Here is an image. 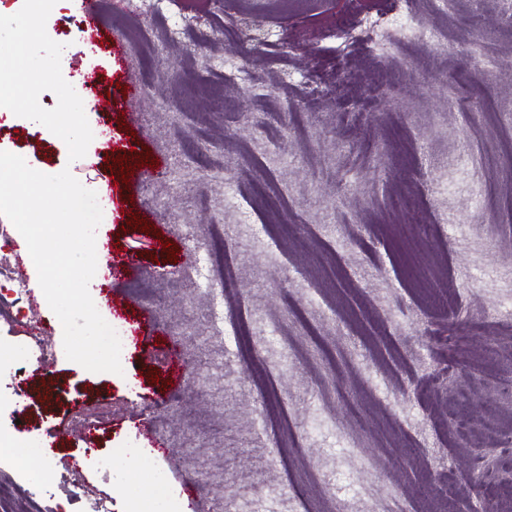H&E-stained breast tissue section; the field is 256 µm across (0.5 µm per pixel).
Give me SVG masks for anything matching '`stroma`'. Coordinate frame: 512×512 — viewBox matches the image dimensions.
I'll use <instances>...</instances> for the list:
<instances>
[{
	"label": "stroma",
	"instance_id": "1",
	"mask_svg": "<svg viewBox=\"0 0 512 512\" xmlns=\"http://www.w3.org/2000/svg\"><path fill=\"white\" fill-rule=\"evenodd\" d=\"M97 2L103 38L130 48L114 76L121 107L87 112L94 138L76 161L60 138L7 114L0 149L112 187L99 231L139 265L98 290L129 295L131 318L156 333L125 346L119 375L69 361L0 215L14 241L0 293L26 273L20 308L0 313V346L14 352L0 365V423L15 425L27 385L31 419L59 429L54 480L0 458V512H130L151 473L192 512H226L236 496L243 512H328L337 498L349 512H421L427 471L452 512H474L486 490L467 471L485 450L461 447L456 422L500 398L502 376L474 355L512 338V123L497 110L512 98V27L501 0H455L447 14L412 0L419 25L444 40L379 32L343 51L339 23H386L396 0H211L197 23L186 0L163 12L151 0ZM484 33L486 55L471 53ZM230 58L243 73L230 76ZM130 81L142 94L129 103ZM111 139L158 169L115 165ZM43 355L79 402L40 399ZM433 379L430 399L420 385ZM91 421L96 447L140 456L88 469Z\"/></svg>",
	"mask_w": 512,
	"mask_h": 512
}]
</instances>
